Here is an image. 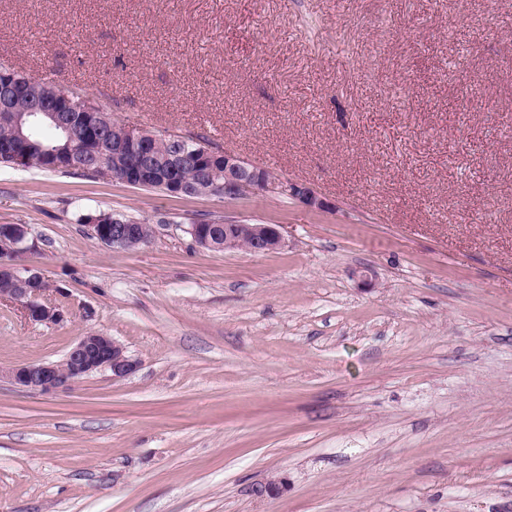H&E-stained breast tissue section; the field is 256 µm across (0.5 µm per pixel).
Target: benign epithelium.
<instances>
[{
  "label": "benign epithelium",
  "instance_id": "benign-epithelium-1",
  "mask_svg": "<svg viewBox=\"0 0 512 512\" xmlns=\"http://www.w3.org/2000/svg\"><path fill=\"white\" fill-rule=\"evenodd\" d=\"M23 94L31 99V106L18 110L13 96ZM0 122L11 125L15 139L0 146V159L23 167L27 163L25 147L30 143L29 133L38 124L49 122L67 138L66 147H48L45 159L53 168L77 169L97 178L119 181L131 187L158 186L173 197H183L187 188L175 176L157 180L156 157L153 145L157 134L140 126L122 123L119 137L109 140L105 130L112 125V114L89 98L73 100L55 90L52 94L32 88V84L15 79L0 93ZM182 151L171 159L176 166L186 159L196 158L206 163L200 191L208 196L237 199L250 194H285L309 208L321 209L326 202L308 186L281 181L257 166L246 167L235 155L215 151L196 139H180ZM107 216L93 218L91 237L98 243L125 250L148 245L155 236V227L144 233L138 224H126L118 217L105 224ZM224 226V236L215 232ZM186 232L199 246L212 251L248 248L255 254L279 249L283 235L277 224H245L239 221L215 219L213 224H189ZM28 227L25 224L0 225V274L18 281L17 288L0 290V302L7 301L21 307L29 320L40 323H59L63 314L49 298L52 285L34 270L20 271L11 262L18 253L35 248L27 244ZM137 369V362L126 354L125 348L101 331L89 332L71 346L59 361L33 362L0 368V381L29 392L49 394L75 386L98 372H109L114 378H123Z\"/></svg>",
  "mask_w": 512,
  "mask_h": 512
}]
</instances>
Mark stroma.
<instances>
[{
	"label": "stroma",
	"mask_w": 512,
	"mask_h": 512,
	"mask_svg": "<svg viewBox=\"0 0 512 512\" xmlns=\"http://www.w3.org/2000/svg\"><path fill=\"white\" fill-rule=\"evenodd\" d=\"M0 64L328 203L0 164L64 313L0 304V367L90 331L138 363L0 382V512H512V0H0ZM222 217L283 245L186 231ZM114 216L111 214L112 223L110 224H99L105 219L110 220V213H103V216L94 217L92 222L96 224H88L91 230V237L97 243L112 248L133 250L152 242L156 232L154 225L150 224L149 234L145 235L140 227L141 224L145 223L139 221V224H125L120 218H132ZM217 224H187L186 231L199 246L212 251L245 249L255 254L278 250L283 244V235L277 224H245L222 218L213 219ZM222 236H219L218 233Z\"/></svg>",
	"instance_id": "stroma-1"
}]
</instances>
